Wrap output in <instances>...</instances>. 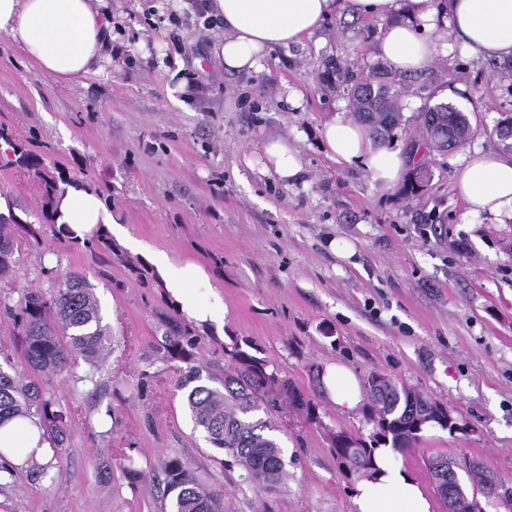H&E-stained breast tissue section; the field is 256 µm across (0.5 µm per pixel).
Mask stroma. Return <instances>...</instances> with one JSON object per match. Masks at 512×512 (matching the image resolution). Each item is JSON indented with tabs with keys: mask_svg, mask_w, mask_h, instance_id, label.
I'll return each mask as SVG.
<instances>
[{
	"mask_svg": "<svg viewBox=\"0 0 512 512\" xmlns=\"http://www.w3.org/2000/svg\"><path fill=\"white\" fill-rule=\"evenodd\" d=\"M108 4L111 51L68 81L41 76L0 36V127L38 161L22 168L0 155V216L10 222L16 270L10 301L83 273L113 346L95 371L98 393L59 379L47 386L68 414L69 447L43 480L19 470L0 490V512H162L157 464L165 457L223 485L224 512H353L355 484L326 431L369 427L362 411H342L319 390L312 370L332 363L361 381L386 374L452 411L457 431L422 432L397 457L433 496L434 512H446L427 465L435 457L481 461L512 490V222L468 214L455 188L469 153L497 150L496 124L512 115V78L453 42L411 78L405 115L429 99L447 102L467 115L471 135L437 156L425 190L405 199L362 168L332 161L318 136L350 109L346 78L381 63V20L341 12L241 74L215 56L223 28L208 22L204 0ZM276 138L303 160L287 183L260 171L262 147ZM46 173L107 198L114 223L136 241L117 244L121 261L95 259L41 221ZM335 240L349 253L335 252ZM155 251L209 275L195 286L197 301L218 310L196 328L207 371L223 375L225 348L245 340L317 402L319 423L296 414L281 437L290 464L278 493L256 492L225 471L194 432L180 366L155 351L170 297L138 275ZM124 453L145 472L137 487L122 477Z\"/></svg>",
	"mask_w": 512,
	"mask_h": 512,
	"instance_id": "stroma-1",
	"label": "stroma"
}]
</instances>
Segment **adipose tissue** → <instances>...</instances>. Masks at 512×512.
<instances>
[{
	"instance_id": "ef3b65f1",
	"label": "adipose tissue",
	"mask_w": 512,
	"mask_h": 512,
	"mask_svg": "<svg viewBox=\"0 0 512 512\" xmlns=\"http://www.w3.org/2000/svg\"><path fill=\"white\" fill-rule=\"evenodd\" d=\"M206 9L223 22L224 37L214 48L233 73L258 70L274 48L302 43L327 19L344 8L386 23L379 51L396 72L410 74L430 66L439 41L454 35L470 55L490 61L512 60V0H206ZM407 20L394 21L399 10ZM106 0H0V35L11 38L38 66L42 76L70 80L90 72L111 38ZM328 156L358 164L381 186L395 185L406 159L401 150L373 145L366 130L340 112L320 132ZM264 172L281 181L294 179L303 162L282 139L263 146ZM456 189L468 213L512 221V157L495 151L475 152L459 169ZM62 223L76 239L86 241L112 230V215L101 196L83 187L68 188L58 203ZM173 304L185 319L204 324L212 310L197 305L191 282L199 267L179 265L158 252L153 256ZM329 399L354 410L361 402L360 383L342 365L331 366L324 378ZM0 452L17 465L28 456L42 458L46 445L36 420H15L0 427ZM379 472L360 481L352 498L354 512H433L431 498L418 479L395 463L389 448L376 452Z\"/></svg>"
}]
</instances>
